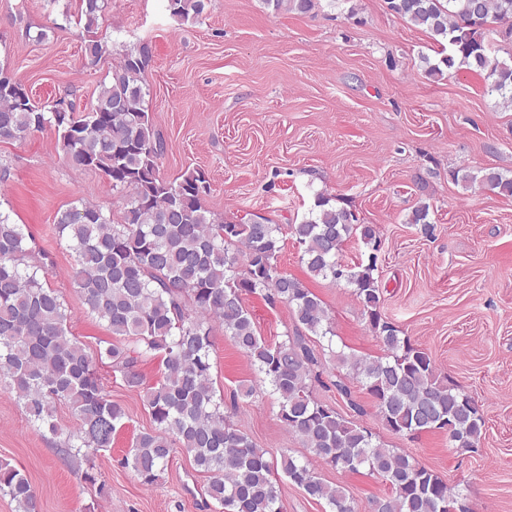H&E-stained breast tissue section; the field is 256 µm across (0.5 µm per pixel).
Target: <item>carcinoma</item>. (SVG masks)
I'll return each mask as SVG.
<instances>
[{
    "mask_svg": "<svg viewBox=\"0 0 512 512\" xmlns=\"http://www.w3.org/2000/svg\"><path fill=\"white\" fill-rule=\"evenodd\" d=\"M266 2L277 11L308 15L319 0ZM387 4L441 47L439 60L428 64L429 75L465 67L484 75L485 92L499 106L512 108V63L490 58L483 37L492 25L512 37V0ZM107 5L108 0H80L86 32L98 26ZM207 6L208 0H167L166 8L183 21L200 22ZM149 58L146 47L121 53L96 104L81 115L68 93L46 107L21 101L17 80L0 69V141L22 140L50 126L67 163L101 172L125 200L116 219L99 205L81 202L56 221L58 236L75 254L73 287L112 335L123 338L95 356L68 330L64 302L44 286L48 269L28 248L21 225L0 214V388L33 423L80 441L66 446L77 460L111 449L127 418L98 372L106 358L125 386L144 389L152 418V427L137 434L121 460L141 485H153L179 448L196 470L209 475L208 496L222 512H283L279 468L329 512H357L344 489L326 483L309 461L286 450L280 461L268 459L224 414L210 362L218 325L257 373L258 385L248 386L245 395L270 388L278 395L282 426L312 457L343 471L365 468L388 486L385 496L372 501V512H455L456 492L447 480L315 399L312 386L322 382L323 371L303 337L269 343L258 336L244 306L246 295L286 305L297 324L330 342L334 331L321 299L279 268V225L214 217L204 206L211 184L202 169L174 180L160 175L164 144L155 136L143 84ZM451 177L465 189L477 183L512 196V178L495 169L455 170ZM290 231L311 276L353 288L382 348L377 357L331 351L337 369L332 386L352 410L363 413L351 399V381L371 396L388 431L416 435L449 426L462 447H476L485 421L475 401L448 382L426 352L399 336L381 311L382 289L374 277L378 227L356 223L350 210L330 205L319 192L308 216ZM353 238L372 250L365 265L342 261L343 246ZM155 359L162 376L145 389L142 366ZM62 401L77 421L69 433L55 418ZM0 491L16 502L17 512H39L36 490L6 462H0Z\"/></svg>",
    "mask_w": 512,
    "mask_h": 512,
    "instance_id": "cac0c4a2",
    "label": "carcinoma"
}]
</instances>
